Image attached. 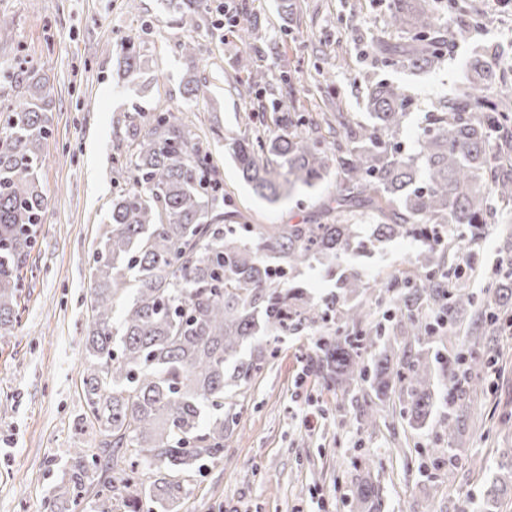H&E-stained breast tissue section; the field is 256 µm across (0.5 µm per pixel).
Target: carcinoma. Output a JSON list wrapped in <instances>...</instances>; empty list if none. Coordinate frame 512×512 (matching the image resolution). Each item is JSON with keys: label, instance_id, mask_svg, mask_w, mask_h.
I'll return each instance as SVG.
<instances>
[{"label": "carcinoma", "instance_id": "carcinoma-1", "mask_svg": "<svg viewBox=\"0 0 512 512\" xmlns=\"http://www.w3.org/2000/svg\"><path fill=\"white\" fill-rule=\"evenodd\" d=\"M167 10L189 29L200 27L204 0H166ZM389 24L399 40L378 51L415 69L441 60L448 41L442 15L426 0H392ZM243 42L259 40L257 18L234 25ZM142 54L121 46L118 75L145 88L155 76ZM497 73L485 52L473 50L467 88L448 101L418 138L415 159L392 145L408 115V97L378 81L367 88V125H351L342 112L318 117L248 112L231 138L233 156L254 191L274 201L336 173L334 204L315 224H234L224 211V179L200 135L175 113L157 112L147 124L130 118L128 152L112 162L128 168L133 183L112 198L92 257V320L85 338L89 362L83 378L85 421L97 448H75L67 512L97 481L89 512H179L188 478L224 460L232 435L224 409L232 389L245 397L263 366L275 358L279 339L314 332L311 363L324 386L342 395L365 383L373 399L360 416L372 417L395 394L400 416L423 428L432 411V376L448 381L461 367L490 366L489 335L512 325V291L488 287L478 295L463 282L474 264L444 265L457 248L454 231L478 242L485 234L491 198L512 204V163L492 144L507 143L509 112L482 90ZM24 101L0 128V335L17 320L23 270L37 244L49 206L39 182L42 150L52 128L51 101L34 70L15 75ZM271 121L275 133L252 134ZM364 208L375 224L359 238L344 212ZM396 238L423 243L416 270L389 280L392 315L406 332L402 357L380 349L372 313L350 300L369 283L354 268L336 272V257ZM318 262L336 278L337 291L315 299L296 278ZM470 311L472 326L457 354L431 353L440 329L455 333L457 316ZM254 343L248 357L244 347ZM378 492L367 478L356 485L355 512H378Z\"/></svg>", "mask_w": 512, "mask_h": 512}]
</instances>
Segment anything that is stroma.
<instances>
[{
  "instance_id": "35a3bbf8",
  "label": "stroma",
  "mask_w": 512,
  "mask_h": 512,
  "mask_svg": "<svg viewBox=\"0 0 512 512\" xmlns=\"http://www.w3.org/2000/svg\"><path fill=\"white\" fill-rule=\"evenodd\" d=\"M291 13H284L283 2ZM444 10L449 31L466 26L470 39L449 40L445 57L413 71L373 54L389 40L387 0H207L204 34L191 36L163 0H0V75L27 60L46 80L52 134L43 150L40 182L50 205L39 244L24 271L18 321L0 336V512H45L48 499L68 484L70 448H90L94 431L84 418V341L91 317L89 258L108 222L114 194L129 187L127 171L112 158L126 152L128 116L183 112L199 129L240 224H302L336 195V180L301 189L270 204L254 194L230 156V139L258 96L276 95L285 112H341L352 122L369 117L368 83L385 79L410 99L396 144L417 155V139L433 112L466 85L465 62L474 46L499 58V80L512 81V0H428ZM249 12L261 39L251 47L230 34L231 16ZM194 41L184 55L180 43ZM140 45L157 82L148 91L118 82L125 42ZM249 58L264 72L252 83L237 66ZM204 84L188 99L187 73ZM420 241L395 240L363 255L341 256L375 282L411 268ZM512 255V208L495 206L467 281L479 292L512 275L496 258ZM304 336L280 343L278 357L254 379L224 449L223 462L191 480L180 512H351L363 476L380 487L382 512H484L497 464L512 450V335L496 334L507 368L487 376L466 373L458 386L436 375V407L423 430L411 429L391 409L374 423L337 398L309 373ZM320 416L317 430L305 417ZM452 418L460 447L446 455L451 484H434L435 449L448 445L442 428Z\"/></svg>"
}]
</instances>
